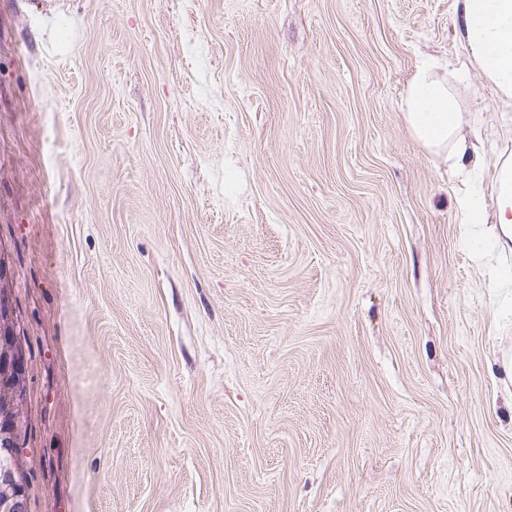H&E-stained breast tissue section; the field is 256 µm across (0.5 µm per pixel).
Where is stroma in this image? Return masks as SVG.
I'll return each instance as SVG.
<instances>
[{
	"instance_id": "35a3bbf8",
	"label": "stroma",
	"mask_w": 512,
	"mask_h": 512,
	"mask_svg": "<svg viewBox=\"0 0 512 512\" xmlns=\"http://www.w3.org/2000/svg\"><path fill=\"white\" fill-rule=\"evenodd\" d=\"M509 155L457 0H0L29 512H512V253L457 206ZM466 66L438 77L430 63L422 64L406 85L403 98L405 121L415 139L430 152L446 153L459 166L473 160L476 166L480 146L462 133L464 118L453 91Z\"/></svg>"
}]
</instances>
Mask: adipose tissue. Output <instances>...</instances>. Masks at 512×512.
Returning <instances> with one entry per match:
<instances>
[{"label": "adipose tissue", "instance_id": "obj_1", "mask_svg": "<svg viewBox=\"0 0 512 512\" xmlns=\"http://www.w3.org/2000/svg\"><path fill=\"white\" fill-rule=\"evenodd\" d=\"M460 32L470 54L488 81L512 98V0H461ZM460 70L440 77L431 64H422L406 85L405 121L415 139L430 152L446 153L456 163L478 159L480 147L463 133L464 118L454 81ZM496 208L485 219L478 196L459 200L464 223L491 221L490 239L512 251V156L504 158L495 176Z\"/></svg>", "mask_w": 512, "mask_h": 512}]
</instances>
